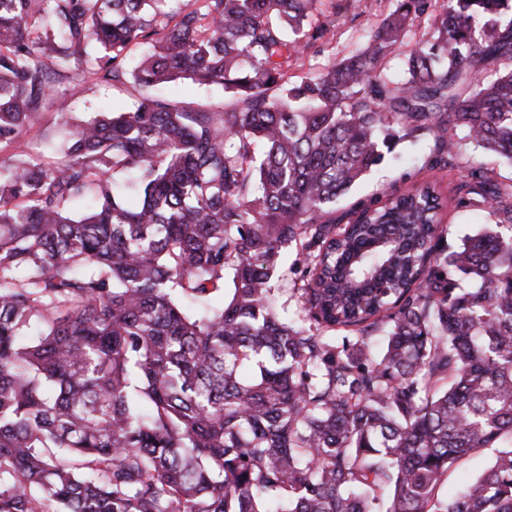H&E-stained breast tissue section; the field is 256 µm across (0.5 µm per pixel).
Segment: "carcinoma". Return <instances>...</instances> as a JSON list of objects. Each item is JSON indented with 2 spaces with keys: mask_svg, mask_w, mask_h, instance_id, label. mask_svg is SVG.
I'll list each match as a JSON object with an SVG mask.
<instances>
[{
  "mask_svg": "<svg viewBox=\"0 0 512 512\" xmlns=\"http://www.w3.org/2000/svg\"><path fill=\"white\" fill-rule=\"evenodd\" d=\"M507 2L446 0L392 79L402 0L291 83L321 0H0V512H512V448L439 497L512 444V185L470 167L452 200L493 224L451 251L430 182L336 223L401 130L512 164ZM86 74L229 103L58 112L60 153H5ZM161 93L172 95L189 110L199 108L220 110L224 106V102H228V99L224 98V91L221 87L197 85L190 81H185L171 90H162ZM299 265L296 250L290 248L283 255L281 269L278 273V275H284L285 277L278 279L276 276L272 281V297L280 311L287 312L290 318H297L299 314L296 300L291 297L289 290V288H293V280L295 278L292 272H294L295 268ZM283 278H288V280ZM497 449L508 448H480L460 459L448 471L439 490L440 496L443 498L452 496L459 485L482 473L492 463Z\"/></svg>",
  "mask_w": 512,
  "mask_h": 512,
  "instance_id": "1",
  "label": "carcinoma"
}]
</instances>
